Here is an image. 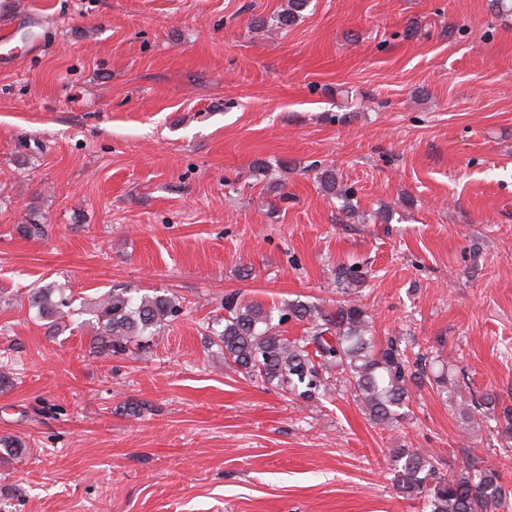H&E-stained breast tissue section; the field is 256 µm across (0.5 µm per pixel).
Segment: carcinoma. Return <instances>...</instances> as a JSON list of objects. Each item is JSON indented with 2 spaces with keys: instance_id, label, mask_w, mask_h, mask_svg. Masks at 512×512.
<instances>
[{
  "instance_id": "obj_1",
  "label": "carcinoma",
  "mask_w": 512,
  "mask_h": 512,
  "mask_svg": "<svg viewBox=\"0 0 512 512\" xmlns=\"http://www.w3.org/2000/svg\"><path fill=\"white\" fill-rule=\"evenodd\" d=\"M310 0H288L276 27L297 23ZM365 280L359 267L336 268V291L347 295L325 309L301 300L267 307L236 295L224 298V327L212 331V344L224 355V365L293 395L317 402L331 391L332 371L343 376L366 415L391 426L403 415L412 382L424 375L425 355H409L402 340H377L365 306L352 288ZM41 318L63 314L85 316L96 353L106 357L128 349L133 338L154 335L182 314L180 301L166 293L136 296L132 289L114 288L89 307H73L66 289L49 283L28 296ZM295 320L308 326L302 336L283 334V324ZM393 483L409 497L424 498L427 512H495L508 505L509 493L499 471L479 459L463 462L461 473L448 476L410 448H398L392 459Z\"/></svg>"
}]
</instances>
